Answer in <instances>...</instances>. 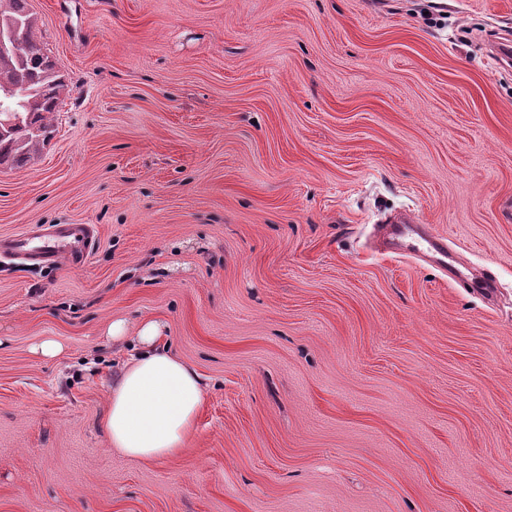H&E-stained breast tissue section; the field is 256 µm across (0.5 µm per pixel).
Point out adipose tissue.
Wrapping results in <instances>:
<instances>
[{"label": "adipose tissue", "instance_id": "ef3b65f1", "mask_svg": "<svg viewBox=\"0 0 512 512\" xmlns=\"http://www.w3.org/2000/svg\"><path fill=\"white\" fill-rule=\"evenodd\" d=\"M160 322L108 324L107 337L133 339L137 354L124 363L108 395L104 431L109 448L143 461L181 454L205 395L201 376L176 354L159 347Z\"/></svg>", "mask_w": 512, "mask_h": 512}]
</instances>
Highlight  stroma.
<instances>
[{
	"label": "stroma",
	"mask_w": 512,
	"mask_h": 512,
	"mask_svg": "<svg viewBox=\"0 0 512 512\" xmlns=\"http://www.w3.org/2000/svg\"><path fill=\"white\" fill-rule=\"evenodd\" d=\"M27 7L67 89L0 240L99 238L0 257V512H512V0ZM145 317L207 385L153 462L102 432ZM96 239L97 231L89 224H54L40 233L18 234L6 247L19 259L35 260L45 266L58 264L63 256H67L72 264L80 265Z\"/></svg>",
	"instance_id": "stroma-1"
}]
</instances>
